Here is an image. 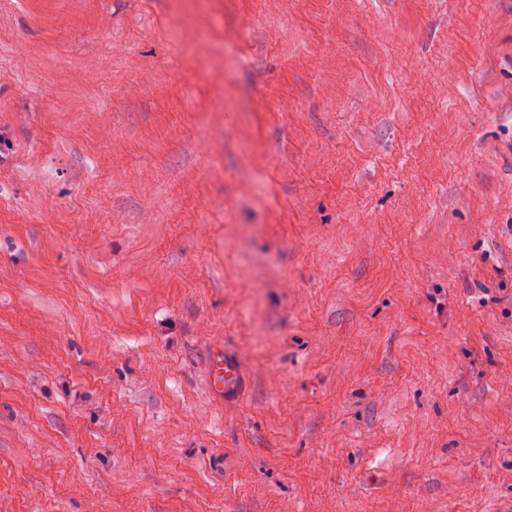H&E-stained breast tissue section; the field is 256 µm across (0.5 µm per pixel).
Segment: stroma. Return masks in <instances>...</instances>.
<instances>
[{"label": "stroma", "instance_id": "obj_1", "mask_svg": "<svg viewBox=\"0 0 512 512\" xmlns=\"http://www.w3.org/2000/svg\"><path fill=\"white\" fill-rule=\"evenodd\" d=\"M0 512H512V0H0ZM210 387L212 394L224 400L238 386L241 374L240 360L224 357V352L215 351L209 362Z\"/></svg>", "mask_w": 512, "mask_h": 512}]
</instances>
